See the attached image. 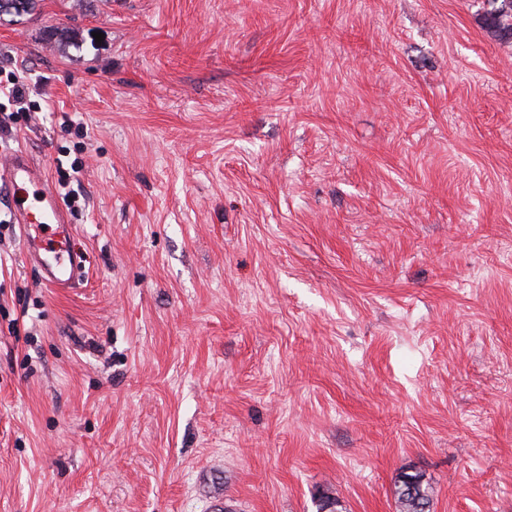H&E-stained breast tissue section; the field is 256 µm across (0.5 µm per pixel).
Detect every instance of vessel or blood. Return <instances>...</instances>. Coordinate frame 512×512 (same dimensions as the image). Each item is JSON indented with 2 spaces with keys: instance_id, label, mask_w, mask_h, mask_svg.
Returning a JSON list of instances; mask_svg holds the SVG:
<instances>
[{
  "instance_id": "b4317fda",
  "label": "vessel or blood",
  "mask_w": 512,
  "mask_h": 512,
  "mask_svg": "<svg viewBox=\"0 0 512 512\" xmlns=\"http://www.w3.org/2000/svg\"><path fill=\"white\" fill-rule=\"evenodd\" d=\"M0 178L18 189L29 184L37 187L32 196L15 203L25 261L37 266L46 286L56 290L64 291L83 282L85 264L73 244L75 228L39 175L33 156L24 149L12 153L0 163Z\"/></svg>"
}]
</instances>
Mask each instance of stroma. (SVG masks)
Listing matches in <instances>:
<instances>
[{
  "instance_id": "35a3bbf8",
  "label": "stroma",
  "mask_w": 512,
  "mask_h": 512,
  "mask_svg": "<svg viewBox=\"0 0 512 512\" xmlns=\"http://www.w3.org/2000/svg\"><path fill=\"white\" fill-rule=\"evenodd\" d=\"M488 7L0 21V80L35 103L0 159L52 183L82 159L87 271L54 291L0 237V512H396L405 468L432 512H512V43Z\"/></svg>"
}]
</instances>
